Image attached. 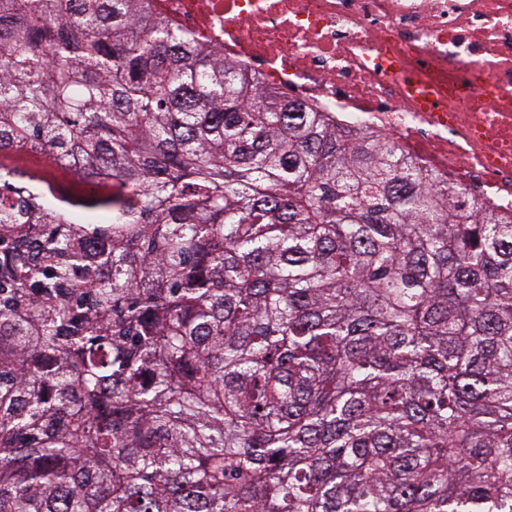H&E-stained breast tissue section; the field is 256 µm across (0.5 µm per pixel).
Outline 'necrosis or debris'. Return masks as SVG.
<instances>
[{
	"instance_id": "1",
	"label": "necrosis or debris",
	"mask_w": 512,
	"mask_h": 512,
	"mask_svg": "<svg viewBox=\"0 0 512 512\" xmlns=\"http://www.w3.org/2000/svg\"><path fill=\"white\" fill-rule=\"evenodd\" d=\"M204 45L336 120L385 135L430 183L512 217V0H156ZM32 192L70 177L74 223L112 181L20 151Z\"/></svg>"
}]
</instances>
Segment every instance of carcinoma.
Masks as SVG:
<instances>
[{
    "instance_id": "1",
    "label": "carcinoma",
    "mask_w": 512,
    "mask_h": 512,
    "mask_svg": "<svg viewBox=\"0 0 512 512\" xmlns=\"http://www.w3.org/2000/svg\"><path fill=\"white\" fill-rule=\"evenodd\" d=\"M0 512H512V221L152 0H0ZM12 152L15 154H10L7 159H4V153H2V168L14 171V165L10 162L6 163V160L8 161L12 158L23 159L34 170V183L30 188L33 193L44 192L48 184L54 186L58 174H66L71 178L68 188L69 194L66 200L70 203L69 209L72 213L73 223H85L86 219L91 215L81 206L82 204L97 197L108 196L111 193V178L104 177L92 189H89L74 175L71 167L58 162L48 153L29 150Z\"/></svg>"
}]
</instances>
